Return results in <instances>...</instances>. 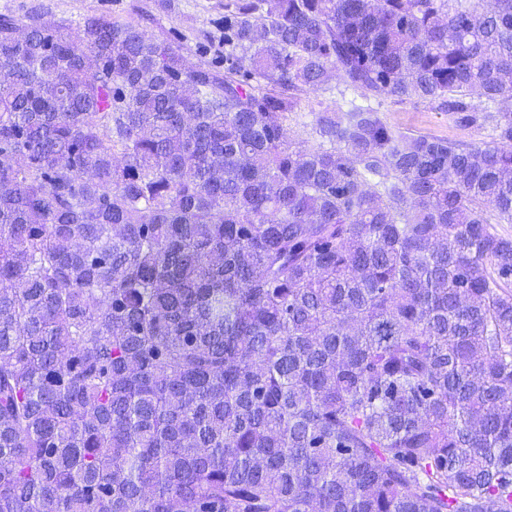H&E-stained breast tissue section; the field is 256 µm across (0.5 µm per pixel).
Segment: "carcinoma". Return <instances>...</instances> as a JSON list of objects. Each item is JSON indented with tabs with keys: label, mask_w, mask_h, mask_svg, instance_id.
<instances>
[{
	"label": "carcinoma",
	"mask_w": 512,
	"mask_h": 512,
	"mask_svg": "<svg viewBox=\"0 0 512 512\" xmlns=\"http://www.w3.org/2000/svg\"><path fill=\"white\" fill-rule=\"evenodd\" d=\"M224 45L0 13V512H512V0H224ZM337 103H341L340 98L336 97V90L334 93H324L323 95H302L299 102V111L304 114H308L307 112H318L323 108H336ZM381 113L387 122L401 131L415 135L449 138L463 142L489 141L484 129L463 128L448 119V112L439 103H396L393 99L383 102Z\"/></svg>",
	"instance_id": "carcinoma-1"
}]
</instances>
